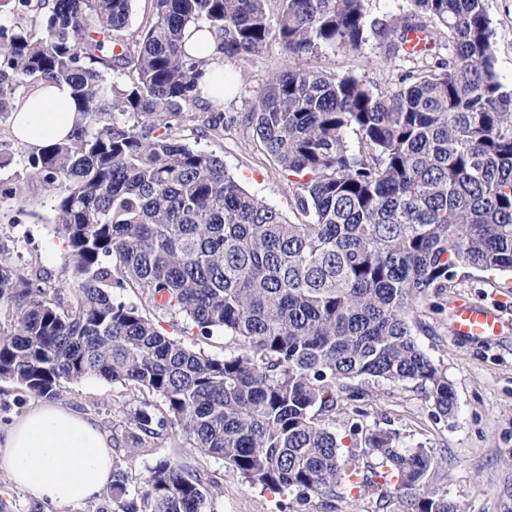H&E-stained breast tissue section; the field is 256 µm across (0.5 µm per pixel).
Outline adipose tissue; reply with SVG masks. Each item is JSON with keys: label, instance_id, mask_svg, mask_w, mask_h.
Masks as SVG:
<instances>
[{"label": "adipose tissue", "instance_id": "1", "mask_svg": "<svg viewBox=\"0 0 512 512\" xmlns=\"http://www.w3.org/2000/svg\"><path fill=\"white\" fill-rule=\"evenodd\" d=\"M184 41L211 76L203 86L205 100L222 104L224 93L214 82L224 72L219 39L211 30L190 25ZM78 111L68 85H44L14 111L12 132L32 148L55 143L72 133ZM111 474L112 452L105 436L89 420L59 405L41 404L28 411L0 441V476L43 504L62 507L86 501Z\"/></svg>", "mask_w": 512, "mask_h": 512}]
</instances>
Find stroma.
I'll return each instance as SVG.
<instances>
[{"label": "stroma", "mask_w": 512, "mask_h": 512, "mask_svg": "<svg viewBox=\"0 0 512 512\" xmlns=\"http://www.w3.org/2000/svg\"><path fill=\"white\" fill-rule=\"evenodd\" d=\"M493 30L496 70L504 91L512 93V0H486ZM312 66L339 74L351 73L373 92L396 88L398 73L407 66L423 68V61L406 64L390 59L386 46L370 36L361 53L322 48ZM278 41L247 61L225 59L224 71L233 82L224 92L223 110L238 115L251 111L271 75L297 67ZM190 144L215 147L228 173L249 193L280 210L293 223L305 217L293 202V189L277 162L249 131L230 127L219 143L189 136ZM54 198L41 183L31 182L22 198L0 194V259L27 267L31 273L65 284L71 261L51 233ZM500 274L469 270L441 296L420 301L418 313L430 325L431 335L417 334L418 344L444 366L456 396L453 415H440L432 401L412 388L383 384L367 403L369 422L389 424L407 446L422 445L435 455L434 480L444 487L462 512H512V288ZM498 306L506 328L502 335L482 339L453 336L446 314L457 300ZM140 394L96 377L65 384L57 403L88 419L104 435H112L127 411L139 406ZM126 466L146 473L157 461L195 467L215 477L223 491L214 512H379L376 494L340 491L337 499L316 494L300 497L249 487L223 461L189 448L176 432L146 451H121Z\"/></svg>", "instance_id": "obj_1"}]
</instances>
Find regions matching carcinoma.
<instances>
[{
    "label": "carcinoma",
    "instance_id": "cac0c4a2",
    "mask_svg": "<svg viewBox=\"0 0 512 512\" xmlns=\"http://www.w3.org/2000/svg\"><path fill=\"white\" fill-rule=\"evenodd\" d=\"M132 2L0 0V120L42 84L66 83L81 103L71 138L31 150L4 190L38 180L53 193L72 273L56 287L0 260V380L47 400L88 377L156 396L162 406L125 413L115 443L146 449L175 430L251 487L377 491L390 512H460L433 482L431 452L366 425L359 403L385 382L452 414L446 370L415 338L427 330L416 303L463 268L512 274V94L486 0H408L373 20L366 0H280L274 20L269 0H151L136 28ZM199 23L241 60L272 38L297 59L354 54L371 31L389 56L433 65L388 94L318 67L272 76L246 122L283 172L307 178L293 183L308 217L297 224L178 132L224 127V113L197 111L205 71L183 31ZM431 28L436 38L408 47ZM127 288L138 302L122 300ZM157 312L205 340L224 333L228 353L164 335ZM218 488L168 460L142 478L112 458L120 512H211Z\"/></svg>",
    "mask_w": 512,
    "mask_h": 512
}]
</instances>
